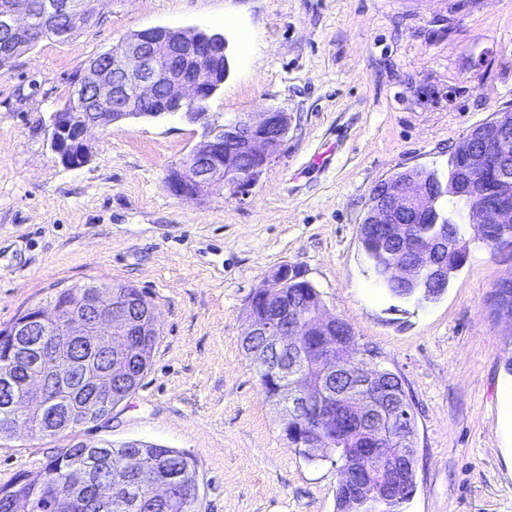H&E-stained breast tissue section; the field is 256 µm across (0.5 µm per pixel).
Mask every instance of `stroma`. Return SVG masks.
<instances>
[{"mask_svg": "<svg viewBox=\"0 0 512 512\" xmlns=\"http://www.w3.org/2000/svg\"><path fill=\"white\" fill-rule=\"evenodd\" d=\"M157 26L223 33L230 72L209 111L288 114L247 195L167 189L201 133L177 115L92 130L78 169L51 150L75 71ZM509 108L512 0H98L93 25L17 55L0 69V329L106 277L148 293L159 338L110 418L0 441V485L38 477L78 441L141 440L193 457L200 512H336L338 466L289 447L241 346L251 293L288 264L402 380L416 419L406 512H512V411L499 401L512 374L492 314L512 246L489 250L466 229V263L418 306L377 283L360 241L376 184L447 174L460 138Z\"/></svg>", "mask_w": 512, "mask_h": 512, "instance_id": "obj_1", "label": "stroma"}]
</instances>
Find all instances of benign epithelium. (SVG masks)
Instances as JSON below:
<instances>
[{
  "label": "benign epithelium",
  "instance_id": "obj_1",
  "mask_svg": "<svg viewBox=\"0 0 512 512\" xmlns=\"http://www.w3.org/2000/svg\"><path fill=\"white\" fill-rule=\"evenodd\" d=\"M79 0H34L13 11L0 12V47L14 50L35 37L41 25L66 39L83 23ZM169 47L174 67L158 62L154 48ZM221 33L194 28L153 27L135 31L112 48L85 62L74 83L79 108L50 116L51 148L69 168L83 166L89 158L86 134L96 128L128 119L157 118L180 114L202 128L201 141L166 177L167 188L176 195L204 198L228 191L244 194L277 156L288 133V115L270 109L255 117L238 115L219 121L205 106L223 84L200 76L211 53L226 50ZM512 132V109L493 113L484 126L471 129L461 139L463 168L458 175L429 183L421 168L407 171L404 183L387 192L372 213L371 223L426 224L418 234L410 231L397 241L393 260L383 269L384 281L399 286V294L429 302L448 286V250L466 256L464 225L486 234L490 224H512V174L501 142ZM448 196L462 203L459 220L440 219L436 203ZM427 270V280L413 275V264ZM112 296L101 295L88 302L84 324L63 325L64 336L95 339L100 332L123 322L121 311L111 305ZM260 314L249 319L244 346L269 389V400L283 411V431L305 448H323L333 439L336 427L320 429L321 407L336 392V413L348 417L368 442L364 455L370 459L374 486L353 477L361 500L375 492L393 496L403 488L414 465V419L407 411L401 379L398 388L384 386L391 379L386 371L369 368L363 360L346 354L334 359L325 341L301 348L286 359L281 352L296 334L292 308L274 295L259 296ZM261 345L253 346L255 340ZM312 363L324 365L320 388L304 382L302 369ZM392 433L393 447L379 442Z\"/></svg>",
  "mask_w": 512,
  "mask_h": 512
}]
</instances>
